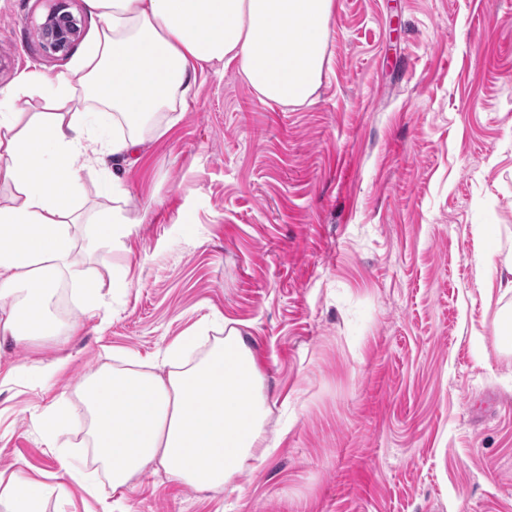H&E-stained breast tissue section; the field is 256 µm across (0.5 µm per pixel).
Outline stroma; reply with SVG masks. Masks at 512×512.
I'll use <instances>...</instances> for the list:
<instances>
[{
  "label": "stroma",
  "mask_w": 512,
  "mask_h": 512,
  "mask_svg": "<svg viewBox=\"0 0 512 512\" xmlns=\"http://www.w3.org/2000/svg\"><path fill=\"white\" fill-rule=\"evenodd\" d=\"M59 0H0V88L75 68L99 21L44 49ZM321 84L261 102L233 70L198 76L178 120L145 126L123 251L75 253L54 293L70 336L0 340V473L54 484L92 467L79 383L181 336L240 330L277 448L233 488L165 468L124 494L70 478L46 512H512V353L475 245L512 252V0H335ZM128 266L113 290L108 269ZM102 282L88 310L79 278ZM61 361L34 382L21 365ZM62 410L57 441L37 427ZM59 464L61 471H63L62 476L66 475L87 488L95 489L98 482L97 470L86 471L67 457L59 458Z\"/></svg>",
  "instance_id": "1"
}]
</instances>
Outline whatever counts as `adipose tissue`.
<instances>
[{
    "label": "adipose tissue",
    "mask_w": 512,
    "mask_h": 512,
    "mask_svg": "<svg viewBox=\"0 0 512 512\" xmlns=\"http://www.w3.org/2000/svg\"><path fill=\"white\" fill-rule=\"evenodd\" d=\"M101 25L72 70L22 72L0 89V336H56L49 301L70 271L76 246L92 254L125 248L134 219L121 208L77 215L81 174L98 169L100 194L121 201V174L139 160V129L165 106L185 101L198 72L235 65L260 101L299 105L318 88L334 0H85ZM38 91L44 109L19 101ZM91 109L71 111L74 97ZM87 223L84 237L75 229ZM169 347L162 377L135 367L98 370L79 386L97 456L124 492L162 465L198 489L233 484L257 454L274 448L264 430L255 358L237 329L183 367L195 348ZM52 485L11 475L0 512H44Z\"/></svg>",
    "instance_id": "ef3b65f1"
}]
</instances>
